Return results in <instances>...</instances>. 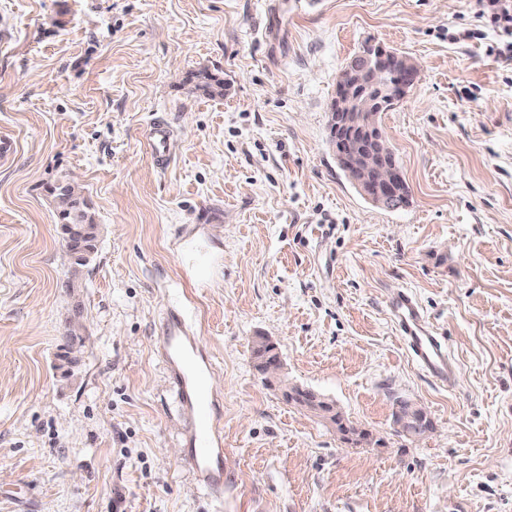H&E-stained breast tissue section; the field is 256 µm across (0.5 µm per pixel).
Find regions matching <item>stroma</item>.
I'll return each instance as SVG.
<instances>
[{
  "label": "stroma",
  "mask_w": 512,
  "mask_h": 512,
  "mask_svg": "<svg viewBox=\"0 0 512 512\" xmlns=\"http://www.w3.org/2000/svg\"><path fill=\"white\" fill-rule=\"evenodd\" d=\"M495 39L473 0H0V512H512V61ZM366 44L421 70L380 116L409 187L396 210L331 142L336 80ZM153 119L175 142L163 169ZM73 174L98 223L78 268L52 194ZM403 288L455 385L397 338ZM174 308L213 361L218 494L184 462L158 356ZM258 336L367 443L268 386ZM401 400L432 433L395 424Z\"/></svg>",
  "instance_id": "35a3bbf8"
}]
</instances>
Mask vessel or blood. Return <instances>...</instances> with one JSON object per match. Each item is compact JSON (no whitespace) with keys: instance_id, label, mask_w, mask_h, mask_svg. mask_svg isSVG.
Returning a JSON list of instances; mask_svg holds the SVG:
<instances>
[{"instance_id":"b4317fda","label":"vessel or blood","mask_w":512,"mask_h":512,"mask_svg":"<svg viewBox=\"0 0 512 512\" xmlns=\"http://www.w3.org/2000/svg\"><path fill=\"white\" fill-rule=\"evenodd\" d=\"M147 144L154 158L162 162L169 159L174 149L170 131L159 123L151 124ZM389 314L416 364L435 381L452 383L456 368L448 353V343L434 330L414 297L405 290L393 294ZM160 330L159 356L187 422L186 459L201 487L220 492L224 487L223 443L198 386L201 372L211 370L212 363L200 360L198 338L191 333L181 312L167 313Z\"/></svg>"}]
</instances>
